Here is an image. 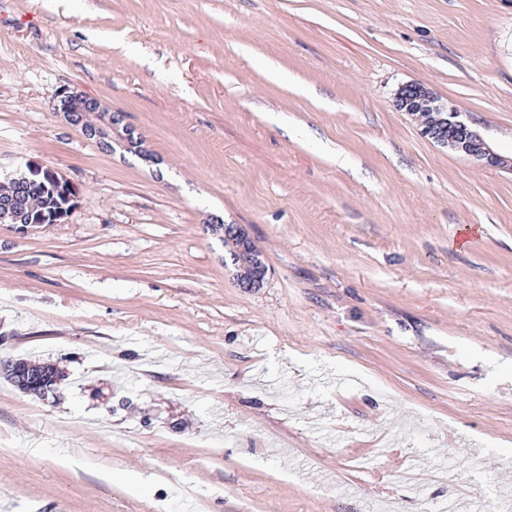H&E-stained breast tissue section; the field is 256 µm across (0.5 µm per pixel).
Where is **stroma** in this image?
I'll return each mask as SVG.
<instances>
[{"instance_id":"1","label":"stroma","mask_w":512,"mask_h":512,"mask_svg":"<svg viewBox=\"0 0 512 512\" xmlns=\"http://www.w3.org/2000/svg\"><path fill=\"white\" fill-rule=\"evenodd\" d=\"M406 83L511 158L512 0H0V177L77 189L0 224V356L66 375L0 378V512H512V171ZM395 106L401 112L411 115L425 112L422 122L429 121L437 112V120L421 129L423 136L433 142L460 153L480 166L504 168L512 171V159L507 160L494 153L481 135L464 120L459 112L448 110L438 104L436 97L425 86L417 83L402 85L395 97ZM57 100L61 105L56 112L63 114L70 125L95 140L103 150L112 151V130L122 121L119 113H112L97 98L69 88L62 89ZM7 179H10L11 184L16 186L17 189L23 188V185L27 182H40L41 184L48 182L58 186L60 189H63L65 195L69 199V202H74V198L76 197V189L70 181L59 175L55 170L44 168L37 163H28L27 173H23L15 177H9ZM48 183H46V189L43 186L38 185L31 188L29 192V208L32 212L31 223L45 222L46 219L49 218L45 224H50L49 222L51 221L53 214H57L53 217V222L51 224H59L68 218L74 207L72 206L68 210H65L69 206L68 200L60 191L52 188ZM61 208L65 209H62L57 213ZM223 223L220 218L211 217L206 228L224 243L236 269L238 285L250 290L261 288L267 274L262 252L241 225Z\"/></svg>"}]
</instances>
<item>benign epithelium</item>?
<instances>
[{"label":"benign epithelium","instance_id":"obj_1","mask_svg":"<svg viewBox=\"0 0 512 512\" xmlns=\"http://www.w3.org/2000/svg\"><path fill=\"white\" fill-rule=\"evenodd\" d=\"M57 100L60 102L57 112L63 114L70 125L80 129L87 138L95 140L102 149L112 150V130L121 123L120 114L112 112L98 99L68 88L58 93ZM395 106L409 115L417 112L438 113L434 123L421 129L423 136L470 158L480 166L507 167L512 171V159L507 160L494 153L460 113L437 103L436 97L425 86L417 83L402 85L396 93ZM10 181L19 189L27 182H48L63 189L69 200L76 197V189L70 181L55 170L33 162L27 164V172L10 178ZM21 204L22 199L17 195L0 199V222L15 224L23 232L29 229V225L21 222ZM206 228L224 243L236 269L238 285L250 290L262 287L267 266L262 252L245 229L239 224H225L218 217L208 220Z\"/></svg>","mask_w":512,"mask_h":512}]
</instances>
